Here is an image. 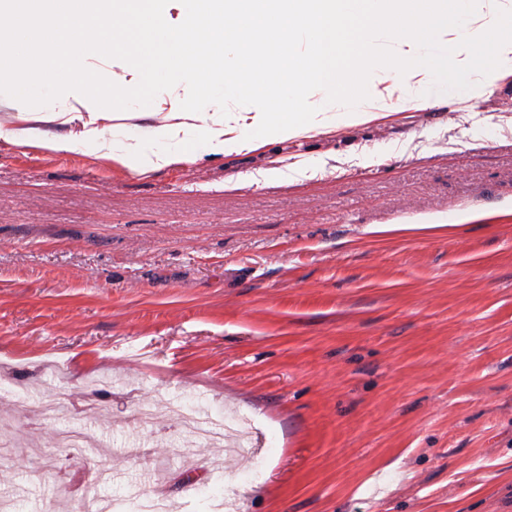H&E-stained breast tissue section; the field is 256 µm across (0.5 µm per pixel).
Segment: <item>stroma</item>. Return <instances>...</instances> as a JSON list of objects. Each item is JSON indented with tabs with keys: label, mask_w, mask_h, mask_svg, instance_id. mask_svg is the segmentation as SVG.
Returning <instances> with one entry per match:
<instances>
[{
	"label": "stroma",
	"mask_w": 512,
	"mask_h": 512,
	"mask_svg": "<svg viewBox=\"0 0 512 512\" xmlns=\"http://www.w3.org/2000/svg\"><path fill=\"white\" fill-rule=\"evenodd\" d=\"M65 83L20 111L1 86L0 116L30 125ZM174 89L157 67L103 93L106 137L168 150ZM314 122L224 156L191 133L195 162L145 174L0 141L10 512H83L73 475L113 512L158 485L173 512H512V75L479 57L426 107ZM55 361L71 411L50 421ZM159 399L247 417L246 454L212 471L175 420L133 422Z\"/></svg>",
	"instance_id": "stroma-1"
}]
</instances>
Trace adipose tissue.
<instances>
[{
  "instance_id": "ef3b65f1",
  "label": "adipose tissue",
  "mask_w": 512,
  "mask_h": 512,
  "mask_svg": "<svg viewBox=\"0 0 512 512\" xmlns=\"http://www.w3.org/2000/svg\"><path fill=\"white\" fill-rule=\"evenodd\" d=\"M101 0H0V81L47 77L63 67L74 75V108L58 112L66 130L51 133L0 119V139L26 150L89 155L145 173L194 162L182 138L198 131L211 155L259 148L271 138L301 136L313 126L308 96L323 90L351 118H365L375 73L396 86L419 85L411 100H430L446 85L448 68L466 71L475 54L494 56L512 74V0H182L183 21L167 20V0H113L103 27L92 13ZM133 73L123 92L141 93L153 64L168 67L185 98L212 102L243 96L255 107L250 124L233 129L223 113L174 102L160 130L173 149L117 146L104 135L111 115L84 85L112 84V61Z\"/></svg>"
}]
</instances>
